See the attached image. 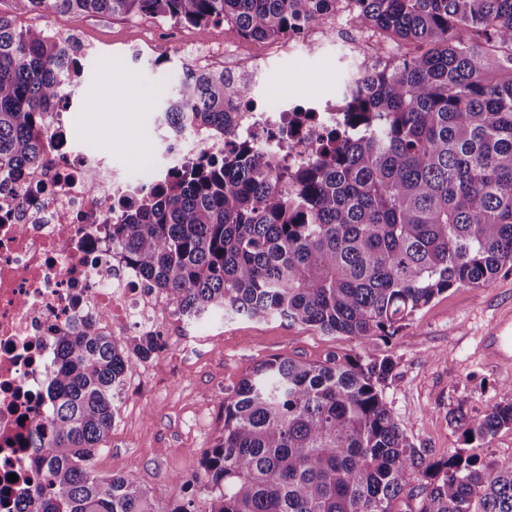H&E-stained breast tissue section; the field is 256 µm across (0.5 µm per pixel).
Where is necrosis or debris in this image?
I'll list each match as a JSON object with an SVG mask.
<instances>
[{"instance_id": "4bbe7bcc", "label": "necrosis or debris", "mask_w": 512, "mask_h": 512, "mask_svg": "<svg viewBox=\"0 0 512 512\" xmlns=\"http://www.w3.org/2000/svg\"><path fill=\"white\" fill-rule=\"evenodd\" d=\"M355 9V0H328L319 20L264 51L284 54L315 44L326 26L349 25ZM360 89L354 81L335 95L299 100L284 90L269 92L255 108L237 110L235 124L241 137L260 138L287 124L298 109L314 113L288 138L267 142L277 165H302ZM47 125L42 164L0 170V512H20L34 489L29 420L49 415L60 338L88 322L106 336L128 328L152 331L173 312L165 295L113 246L115 216L106 202L158 184L168 173L169 155L186 159L228 147L226 139L197 127L183 137L154 141L151 167L134 176L97 150L80 148L70 113H50Z\"/></svg>"}]
</instances>
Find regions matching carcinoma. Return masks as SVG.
Instances as JSON below:
<instances>
[{
	"mask_svg": "<svg viewBox=\"0 0 512 512\" xmlns=\"http://www.w3.org/2000/svg\"><path fill=\"white\" fill-rule=\"evenodd\" d=\"M327 0H10L0 12V169L43 156L45 117L68 103L82 68L68 38L19 28L30 13L151 15L202 31L275 40L318 18ZM354 22L418 51L368 74L315 157L279 190L272 159L238 139L249 83L184 68L161 120L232 140L175 165L112 225V244L191 322L279 317L365 344L450 288L512 271V0H356ZM130 342L86 324L59 343L52 419L32 418L38 512H512V459L479 465L456 452L430 462L383 399L387 356L321 364L268 358L221 398L224 424L193 472L196 493L150 498L136 475L99 474ZM512 428V397L465 434Z\"/></svg>",
	"mask_w": 512,
	"mask_h": 512,
	"instance_id": "1",
	"label": "carcinoma"
}]
</instances>
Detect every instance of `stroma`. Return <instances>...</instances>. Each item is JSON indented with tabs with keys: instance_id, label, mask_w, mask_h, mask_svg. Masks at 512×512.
<instances>
[{
	"instance_id": "35a3bbf8",
	"label": "stroma",
	"mask_w": 512,
	"mask_h": 512,
	"mask_svg": "<svg viewBox=\"0 0 512 512\" xmlns=\"http://www.w3.org/2000/svg\"><path fill=\"white\" fill-rule=\"evenodd\" d=\"M18 23L63 35L76 29L89 43L84 78L68 108L86 141L111 154L116 164L124 158L143 163L149 129L163 103L155 90L174 87L187 52L213 68L240 65L238 55L225 52L218 26L203 32L149 17L77 20L66 14H30ZM146 30L153 34L151 44L131 51L130 42ZM357 35L351 28L325 37L317 50L269 56L261 66L265 86L301 96L342 88L360 66L351 50ZM98 100L104 109L92 111ZM510 310L512 271L485 287L448 289L404 321L396 337L378 343L379 354L394 363L383 397L425 459L439 462L458 452L487 465L512 458V428L469 442L451 421L459 414L483 417L512 391V369L492 365L481 347L484 332ZM160 331L162 352L130 366L112 435L94 467L103 474H135L149 495L165 500L192 493L197 452L211 446L223 424L220 399L257 362L280 356L320 363L334 354L364 351L355 337L327 335L279 318L192 323L175 315Z\"/></svg>"
}]
</instances>
